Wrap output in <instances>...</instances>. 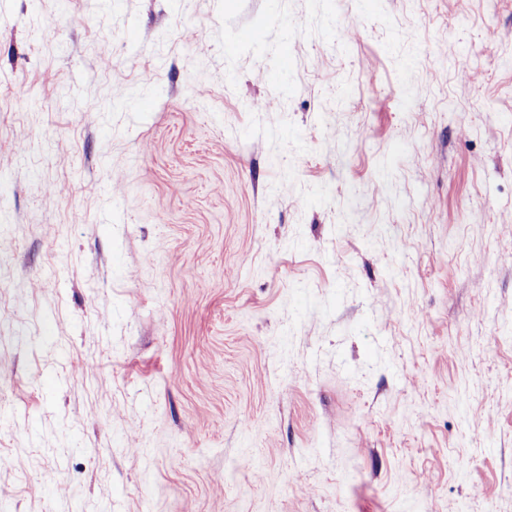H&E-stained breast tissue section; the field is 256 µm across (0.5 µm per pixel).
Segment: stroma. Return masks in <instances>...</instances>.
I'll list each match as a JSON object with an SVG mask.
<instances>
[{
	"label": "stroma",
	"instance_id": "1",
	"mask_svg": "<svg viewBox=\"0 0 512 512\" xmlns=\"http://www.w3.org/2000/svg\"><path fill=\"white\" fill-rule=\"evenodd\" d=\"M0 512H512V0H0Z\"/></svg>",
	"mask_w": 512,
	"mask_h": 512
}]
</instances>
